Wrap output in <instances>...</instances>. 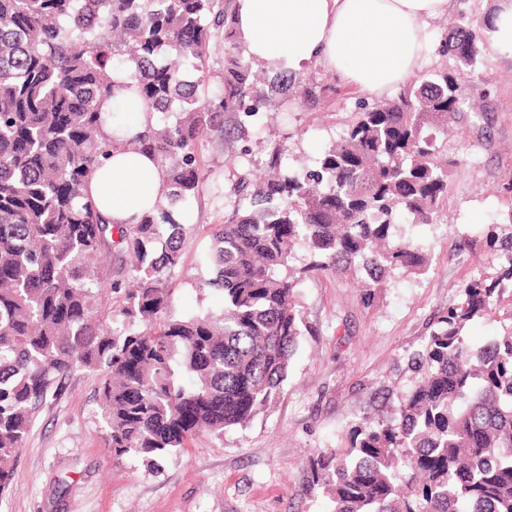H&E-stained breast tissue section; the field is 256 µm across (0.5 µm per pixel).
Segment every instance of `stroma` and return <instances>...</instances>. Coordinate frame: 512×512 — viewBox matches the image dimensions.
<instances>
[{
    "mask_svg": "<svg viewBox=\"0 0 512 512\" xmlns=\"http://www.w3.org/2000/svg\"><path fill=\"white\" fill-rule=\"evenodd\" d=\"M495 5L453 0L449 15L430 25L434 48L415 79L446 65L438 46L449 20L480 19ZM474 84L490 92L484 112L461 114L457 138L436 140L443 153L460 158L448 179L446 222L399 226L430 253L427 273H395L370 302L363 299L364 272L305 277L299 288L302 334L288 378L265 410L247 427L196 436L153 466L105 451L96 401L100 375L72 372L37 411L0 512H334L312 482L310 458L346 451L352 425L397 405L411 385L408 357L421 348L435 312L458 300L471 275L493 273L497 265L471 240L512 211V198L496 191L512 177V57L485 50ZM365 100L340 85L327 105L295 104L278 117L262 112L244 123L228 114L224 131L203 137L201 164L224 190L204 189L189 208L192 231L183 243V264L171 272L177 314L222 303L219 295H199L189 277L208 252V226L247 207L235 192L241 178L265 169L276 154L289 164L314 160Z\"/></svg>",
    "mask_w": 512,
    "mask_h": 512,
    "instance_id": "obj_1",
    "label": "stroma"
}]
</instances>
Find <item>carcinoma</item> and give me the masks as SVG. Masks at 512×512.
Listing matches in <instances>:
<instances>
[{"mask_svg":"<svg viewBox=\"0 0 512 512\" xmlns=\"http://www.w3.org/2000/svg\"><path fill=\"white\" fill-rule=\"evenodd\" d=\"M486 22L451 21L441 49L456 70H436L396 96L364 103L356 120L304 169L252 173L237 190L249 208L210 225V250L190 277L221 292L218 310L173 313L170 272L188 231L176 211L208 173L201 135L224 114L279 110L288 98L244 61L228 0H0V496L35 413L72 371L101 375L103 447L149 465L198 433L247 426L288 376L303 324L296 273H366L372 300L396 271L423 274L430 255L398 221L439 223L448 167L424 127L477 112L490 92L469 93ZM222 36L224 67L212 69ZM315 108L336 94L325 82L284 80ZM138 89L146 131L119 140L102 104ZM157 158L168 192L137 224L106 223L83 190L116 145ZM494 275L466 281L438 312L411 357L417 374L398 404L349 433L345 455L310 464L334 512H512V210L491 224ZM117 249L121 264L100 256ZM309 261L299 270L297 250ZM511 321L487 346L469 325Z\"/></svg>","mask_w":512,"mask_h":512,"instance_id":"1","label":"carcinoma"}]
</instances>
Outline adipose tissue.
<instances>
[{
    "label": "adipose tissue",
    "mask_w": 512,
    "mask_h": 512,
    "mask_svg": "<svg viewBox=\"0 0 512 512\" xmlns=\"http://www.w3.org/2000/svg\"><path fill=\"white\" fill-rule=\"evenodd\" d=\"M451 0H237L235 27L248 62L303 72L318 64L348 87L380 99L432 50L427 25ZM153 155L117 149L102 159L85 198L114 224H134L160 200Z\"/></svg>",
    "instance_id": "obj_1"
}]
</instances>
